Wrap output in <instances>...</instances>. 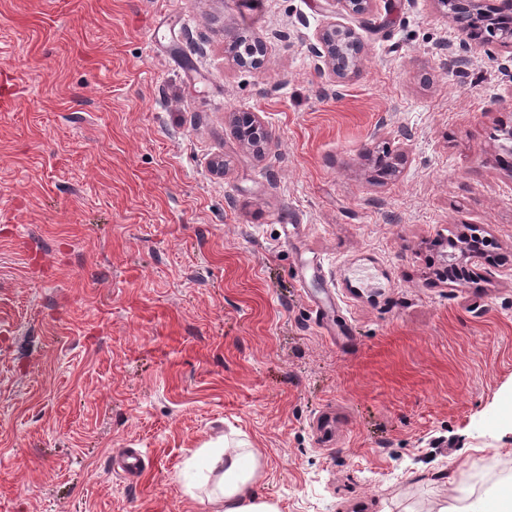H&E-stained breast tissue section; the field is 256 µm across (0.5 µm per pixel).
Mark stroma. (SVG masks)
I'll use <instances>...</instances> for the list:
<instances>
[{"instance_id":"obj_1","label":"stroma","mask_w":512,"mask_h":512,"mask_svg":"<svg viewBox=\"0 0 512 512\" xmlns=\"http://www.w3.org/2000/svg\"><path fill=\"white\" fill-rule=\"evenodd\" d=\"M0 0V512H437L512 481V47L435 0ZM362 43L334 82L309 51ZM169 20L173 52L151 46ZM260 42L240 65L225 30ZM467 57L449 65V54ZM256 116L257 154L232 120ZM492 240L464 279L449 238ZM331 297L315 313L312 301ZM136 448V481L113 473ZM310 51L316 58L322 59L327 73L337 82L356 73L360 65L361 44L356 33L336 20L323 28L310 45ZM201 448L188 460L200 483L209 485L210 501L216 512H279L277 505L257 494L254 485L261 468L260 460L246 448H223L222 438Z\"/></svg>"}]
</instances>
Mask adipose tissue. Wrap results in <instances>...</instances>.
I'll return each mask as SVG.
<instances>
[{
    "instance_id": "obj_1",
    "label": "adipose tissue",
    "mask_w": 512,
    "mask_h": 512,
    "mask_svg": "<svg viewBox=\"0 0 512 512\" xmlns=\"http://www.w3.org/2000/svg\"><path fill=\"white\" fill-rule=\"evenodd\" d=\"M187 466L209 485L217 512H279L254 489L261 462L251 450L228 448L219 440L196 452ZM437 512H512V486L491 488L474 501L464 493L453 496Z\"/></svg>"
}]
</instances>
